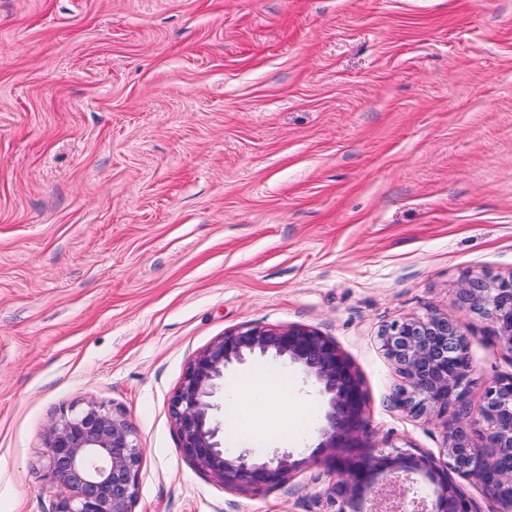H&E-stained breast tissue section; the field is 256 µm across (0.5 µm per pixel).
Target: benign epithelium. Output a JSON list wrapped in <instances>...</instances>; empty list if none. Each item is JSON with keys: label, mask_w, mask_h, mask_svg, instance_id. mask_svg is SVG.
<instances>
[{"label": "benign epithelium", "mask_w": 512, "mask_h": 512, "mask_svg": "<svg viewBox=\"0 0 512 512\" xmlns=\"http://www.w3.org/2000/svg\"><path fill=\"white\" fill-rule=\"evenodd\" d=\"M458 301L512 354V275L467 277ZM467 325L429 311L386 325L381 347L403 379L396 406L416 417L448 418L441 457L395 450L338 454L328 501L334 512H479L455 477L485 489L497 512H512V375L483 392L478 411L468 400L472 359ZM287 358L314 378L328 398L321 448H348L364 409L362 383L332 339L303 327L243 325L201 351L187 368L170 412L183 454L227 486L254 490L285 482L290 453H226L214 398L224 371L249 357ZM47 483L60 491L58 512H133L141 448L126 413L89 404L61 411L44 435ZM421 478L426 497L408 484Z\"/></svg>", "instance_id": "7a95c632"}]
</instances>
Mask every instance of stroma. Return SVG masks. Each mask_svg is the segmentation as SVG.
<instances>
[{"label":"stroma","mask_w":512,"mask_h":512,"mask_svg":"<svg viewBox=\"0 0 512 512\" xmlns=\"http://www.w3.org/2000/svg\"><path fill=\"white\" fill-rule=\"evenodd\" d=\"M512 275V0H0V512H57L46 427L95 402L143 449L133 512H329L326 399L303 368L260 421L276 487L184 456L169 403L250 324L334 340L365 394L356 452L440 456L395 406L382 327H469L471 407L512 356L457 303ZM314 414L284 434L298 400Z\"/></svg>","instance_id":"35a3bbf8"}]
</instances>
